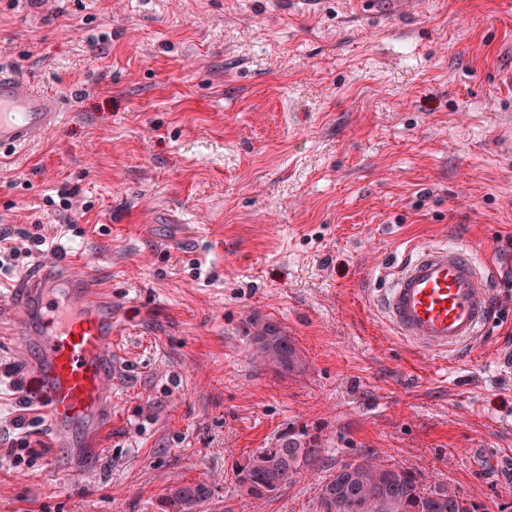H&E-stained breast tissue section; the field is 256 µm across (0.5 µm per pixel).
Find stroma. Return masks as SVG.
I'll return each mask as SVG.
<instances>
[{
	"label": "stroma",
	"mask_w": 512,
	"mask_h": 512,
	"mask_svg": "<svg viewBox=\"0 0 512 512\" xmlns=\"http://www.w3.org/2000/svg\"><path fill=\"white\" fill-rule=\"evenodd\" d=\"M0 64L65 119L0 159V230L44 225L112 291V424L93 475L52 448L0 307V512H316L318 487L369 456L485 512H512V0H0ZM70 194L85 212L62 216ZM493 263L477 346L426 354L374 299L410 250ZM278 322L305 359L279 379L248 354ZM322 430L316 464L253 498L246 457ZM42 440L35 454L21 438ZM208 494V489L203 483L183 485L170 489L165 500L175 512H192L193 507L207 500Z\"/></svg>",
	"instance_id": "35a3bbf8"
}]
</instances>
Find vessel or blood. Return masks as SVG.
I'll return each mask as SVG.
<instances>
[{
    "label": "vessel or blood",
    "instance_id": "b4317fda",
    "mask_svg": "<svg viewBox=\"0 0 512 512\" xmlns=\"http://www.w3.org/2000/svg\"><path fill=\"white\" fill-rule=\"evenodd\" d=\"M65 117L58 99L0 67V157L41 139ZM491 278L459 245L415 250L376 299L385 326L401 340L446 354L480 336L491 308ZM20 306L18 336L35 379L32 402L46 415L55 447L88 468L112 423V295L95 271L72 276L67 262L29 271L8 297Z\"/></svg>",
    "mask_w": 512,
    "mask_h": 512
}]
</instances>
